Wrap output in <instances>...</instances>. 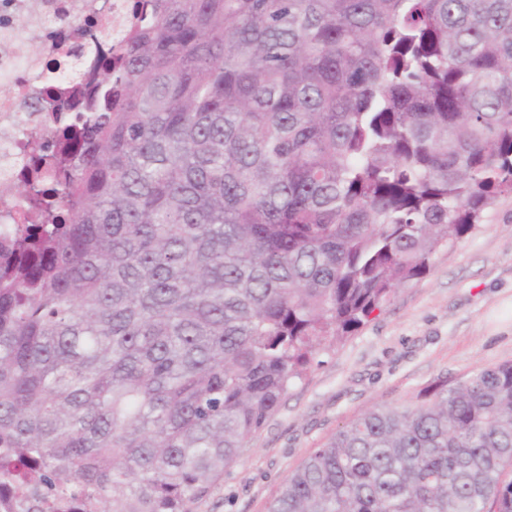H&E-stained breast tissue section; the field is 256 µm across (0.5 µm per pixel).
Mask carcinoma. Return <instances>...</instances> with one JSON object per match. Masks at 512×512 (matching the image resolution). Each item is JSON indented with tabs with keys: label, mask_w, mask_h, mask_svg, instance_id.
Segmentation results:
<instances>
[{
	"label": "carcinoma",
	"mask_w": 512,
	"mask_h": 512,
	"mask_svg": "<svg viewBox=\"0 0 512 512\" xmlns=\"http://www.w3.org/2000/svg\"><path fill=\"white\" fill-rule=\"evenodd\" d=\"M0 261L14 512H190L292 381L512 196V0H136ZM267 512H512V361L373 406Z\"/></svg>",
	"instance_id": "cac0c4a2"
}]
</instances>
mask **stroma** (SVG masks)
<instances>
[{
	"label": "stroma",
	"instance_id": "obj_1",
	"mask_svg": "<svg viewBox=\"0 0 512 512\" xmlns=\"http://www.w3.org/2000/svg\"><path fill=\"white\" fill-rule=\"evenodd\" d=\"M512 361V198L432 258L353 335L316 355L193 512H267L286 477L372 406L399 407L439 379Z\"/></svg>",
	"mask_w": 512,
	"mask_h": 512
}]
</instances>
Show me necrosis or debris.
Wrapping results in <instances>:
<instances>
[{"label":"necrosis or debris","instance_id":"obj_1","mask_svg":"<svg viewBox=\"0 0 512 512\" xmlns=\"http://www.w3.org/2000/svg\"><path fill=\"white\" fill-rule=\"evenodd\" d=\"M46 23L32 32L27 0H0V183L23 182V164L32 135L44 115L25 103L54 92L58 102L74 90L101 83L102 57L134 21V0H45ZM82 28L74 35L64 17Z\"/></svg>","mask_w":512,"mask_h":512}]
</instances>
